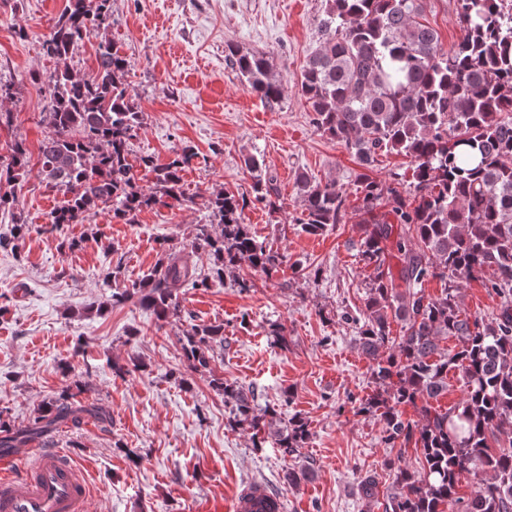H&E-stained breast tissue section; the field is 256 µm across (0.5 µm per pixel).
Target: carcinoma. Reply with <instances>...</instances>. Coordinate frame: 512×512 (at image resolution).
Masks as SVG:
<instances>
[{
	"instance_id": "obj_1",
	"label": "carcinoma",
	"mask_w": 512,
	"mask_h": 512,
	"mask_svg": "<svg viewBox=\"0 0 512 512\" xmlns=\"http://www.w3.org/2000/svg\"><path fill=\"white\" fill-rule=\"evenodd\" d=\"M320 37L307 56L296 84L317 131L344 144L368 168L377 156L396 152L411 160L416 205L396 187L365 173L356 177L361 196L362 236L358 254L374 268L370 296L358 331L359 346L372 363L375 390L359 411L380 417L385 441L414 445L418 471L384 462L394 471L397 492L385 512H512V0H457L459 40L448 50L438 32L422 23L423 0H324ZM112 0H66L51 19L42 41L55 68L44 86L48 104L43 120L50 135L38 151L39 173L63 195L45 231L83 224L108 208L111 218L135 224L145 210L180 208L187 201L182 173L197 158L185 145L158 165L146 155L135 160L132 140L142 112L126 82L129 61L109 38L97 48L98 70L87 79L71 64L83 36L112 24ZM228 57L247 89L268 104L281 102L287 87L261 54L229 49ZM0 162V209L12 211L9 236L0 247H18L30 224L15 211V188L26 176L30 152L22 141L9 146ZM246 166L257 172L252 194L220 188L211 193V220L199 224L193 240L179 246L165 238L160 258L144 277L112 292V303L136 300L157 320L178 317L182 288H209L224 282V270L247 265L266 274L279 271L285 256L259 242L243 224L246 209L258 204L280 210L274 176L260 173L252 156ZM154 174L145 189L136 168ZM301 216L295 223L317 234L340 223L347 213V189L334 180L322 183L302 173L297 180ZM388 218L375 211L382 199ZM400 268L386 267L388 251ZM212 262L210 273L199 266ZM492 272L490 285L504 297L493 322L463 314L458 283ZM438 278L440 295L423 293ZM404 324L392 335L391 319ZM452 337L456 349L440 341ZM224 345V325H194L186 333V367L209 366L214 345ZM457 369L464 397L442 409L431 400L448 390V371ZM213 388L231 405L230 423L252 429L253 447L264 434L276 437L281 455L296 459L310 438L307 421L295 417L273 427L275 406L255 413L254 393L222 378ZM79 379L37 409L28 426L17 428L0 417V452L16 448L60 424L77 427L84 417L106 421L94 407L76 400ZM411 406L419 419L403 418ZM474 480L467 497L462 481Z\"/></svg>"
}]
</instances>
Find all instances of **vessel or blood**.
Wrapping results in <instances>:
<instances>
[{"instance_id":"vessel-or-blood-1","label":"vessel or blood","mask_w":512,"mask_h":512,"mask_svg":"<svg viewBox=\"0 0 512 512\" xmlns=\"http://www.w3.org/2000/svg\"><path fill=\"white\" fill-rule=\"evenodd\" d=\"M266 496L258 487L230 506L205 502L197 512H261ZM90 502L86 473L71 453L45 450L33 466L22 469L15 455L0 457V512H90Z\"/></svg>"}]
</instances>
